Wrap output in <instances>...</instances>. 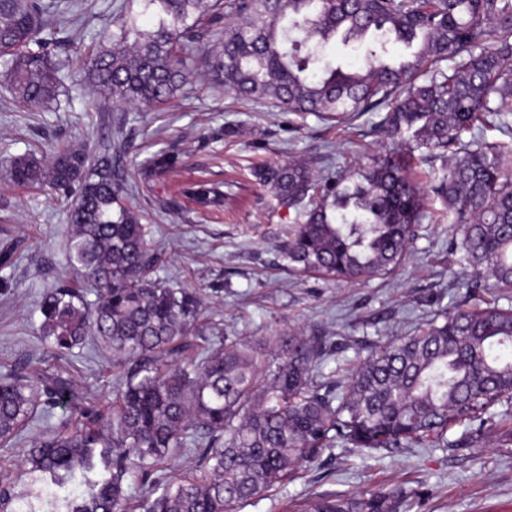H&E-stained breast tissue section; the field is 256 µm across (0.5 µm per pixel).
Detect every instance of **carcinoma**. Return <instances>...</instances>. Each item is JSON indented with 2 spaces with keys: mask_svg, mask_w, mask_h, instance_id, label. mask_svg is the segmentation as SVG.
<instances>
[{
  "mask_svg": "<svg viewBox=\"0 0 512 512\" xmlns=\"http://www.w3.org/2000/svg\"><path fill=\"white\" fill-rule=\"evenodd\" d=\"M55 0H0L6 91L43 109L68 89L51 60ZM151 16L142 25L139 17ZM224 21V30L211 28ZM81 82L115 108L162 109L185 94L201 64L224 91L275 101L286 112L339 121L386 110L393 149L318 181L295 160L254 177L294 207L318 192L282 253L291 269L344 281L385 276L405 260L425 214L416 163L448 156L427 174L455 224L452 253L490 288H512V140L480 136L495 119L512 133V0H120L112 28L84 52ZM19 189L70 200L67 261L84 287L63 284L41 303L40 335L57 357L93 340L111 359L112 403L36 442L25 463L43 484L37 503L0 484V512H128L129 482L195 448L206 475L153 481L142 512H236L286 484L329 448L399 457L412 448H466L474 424L512 434V308L495 302L438 311L389 336L333 378L337 348L321 329L193 346V297L151 274L158 255L125 205L130 174L108 138L94 152L66 145L47 159L0 163ZM181 193L224 206V185ZM91 288L95 299L86 298ZM73 372L30 364L0 375V449H14L39 405L76 402ZM465 427L456 439L448 433ZM81 476V499L50 493ZM403 487L320 494L302 512H410Z\"/></svg>",
  "mask_w": 512,
  "mask_h": 512,
  "instance_id": "obj_1",
  "label": "carcinoma"
}]
</instances>
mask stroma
I'll return each instance as SVG.
<instances>
[{
    "mask_svg": "<svg viewBox=\"0 0 512 512\" xmlns=\"http://www.w3.org/2000/svg\"><path fill=\"white\" fill-rule=\"evenodd\" d=\"M114 3L96 0L60 39L71 47L91 40ZM380 119L377 112L338 125L313 115L301 119L269 101L234 99L201 73L192 76L177 107L116 110L107 104L90 118L81 97L62 95L36 112L0 88V157L37 156L51 144L90 151L104 137L121 144L127 167L136 172L128 204L142 214L159 255L155 276L196 297V335L216 344L227 336L318 326L344 348L324 366L334 375L344 359L381 338L411 332L433 310L496 297L472 287L470 269L452 256L446 209L433 195L430 216L394 274L334 283L289 270L279 246L289 225L304 221L306 207L281 205L256 181L253 166L301 159L320 178L335 176L338 167L384 149ZM160 153L173 155L174 166L148 174ZM200 180L236 184L238 196L221 209H198L178 188ZM66 214L63 200L15 188L0 173V247L14 248L12 265L0 267V372L55 361L39 336L40 303L53 288L78 279L66 257ZM72 362L87 404L111 396L112 372L95 346L75 351ZM398 485L413 494L411 512H512V442L489 425L473 448L416 449L365 461L335 447L239 512H299L313 495Z\"/></svg>",
    "mask_w": 512,
    "mask_h": 512,
    "instance_id": "35a3bbf8",
    "label": "stroma"
}]
</instances>
